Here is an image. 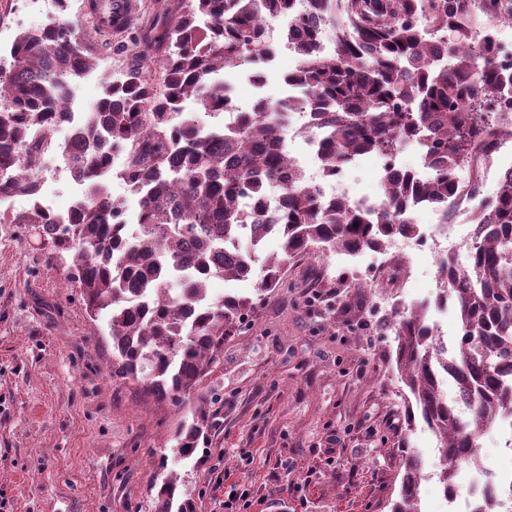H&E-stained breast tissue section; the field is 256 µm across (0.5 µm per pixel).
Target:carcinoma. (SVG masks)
Returning <instances> with one entry per match:
<instances>
[{"label": "carcinoma", "mask_w": 512, "mask_h": 512, "mask_svg": "<svg viewBox=\"0 0 512 512\" xmlns=\"http://www.w3.org/2000/svg\"><path fill=\"white\" fill-rule=\"evenodd\" d=\"M467 2L181 0L175 19L160 6L147 28L125 16L119 30L132 42L126 69L120 78H102L101 98L63 146L66 168L87 185L86 199L66 220L37 201L36 162L49 147V127L68 119V78L92 71L96 58L65 16L14 40L10 67L0 68V197L33 199L11 223L36 226L54 253L70 254L69 278L90 317L108 315L112 381L132 382L178 412L197 396L191 420L178 424L173 456H193L207 435L205 406L217 391L202 392L204 378L288 266L316 253L354 255L418 238L406 205L416 197L448 200L457 189L453 174L485 153L496 130L477 127L475 112L508 94L503 86L512 84V71L494 65L471 38ZM486 2L491 14L512 22V0ZM270 19L281 21L282 40L298 59L284 81L300 95L288 102L309 113L311 125L300 134L318 136L322 176L334 179L369 153L388 161L409 142L429 170L423 183L389 169L374 208L323 197L288 160L287 127L276 116L282 102L264 97L239 110L233 125L173 127L172 114L188 99L205 112L233 106L226 76L248 59L275 58ZM328 24L335 36L327 53L320 44ZM115 149L127 151L125 182L141 199L134 238L123 203L103 183ZM272 185L281 195L274 211L266 202ZM473 224L471 260L437 262L443 298L453 299L462 328L452 354L424 328L422 310L383 323L396 336L395 369L409 392L410 419L420 414L439 437L437 476L445 489L461 464L478 463L482 432L512 414V387L499 381L512 373V178ZM271 235L281 239V251L265 257L256 293L210 297V279L252 275ZM244 236L252 248L240 251ZM444 376L454 380L470 419L443 398ZM421 470L416 456L406 458L392 512H420ZM154 512H193L176 473L159 488Z\"/></svg>", "instance_id": "obj_1"}]
</instances>
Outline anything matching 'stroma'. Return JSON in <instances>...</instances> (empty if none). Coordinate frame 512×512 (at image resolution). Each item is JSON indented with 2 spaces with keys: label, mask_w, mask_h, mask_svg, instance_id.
<instances>
[{
  "label": "stroma",
  "mask_w": 512,
  "mask_h": 512,
  "mask_svg": "<svg viewBox=\"0 0 512 512\" xmlns=\"http://www.w3.org/2000/svg\"><path fill=\"white\" fill-rule=\"evenodd\" d=\"M84 2L68 0V14L100 61L73 85L80 112L101 96V74L124 68L129 45L102 37ZM55 13L54 0H0V64L20 32ZM291 69L277 55L260 89L238 75V105L286 97ZM379 171L364 155L342 179L376 197ZM32 204L0 203V497L9 512H153L170 471L193 489L195 512H224L215 488L223 478L251 487L250 512L277 503L285 512H391L412 454L425 463L420 512H441L439 441L423 422L408 424L394 335L378 328L404 300L436 296L432 249L411 257L401 288L386 285L372 252L295 263L205 378L221 395L205 443L165 470L160 454L174 446L180 416L113 382L106 321L89 317L67 280L69 260L12 221Z\"/></svg>",
  "instance_id": "stroma-1"
}]
</instances>
